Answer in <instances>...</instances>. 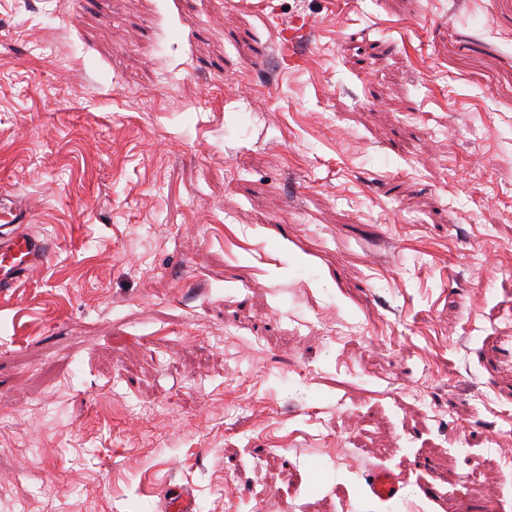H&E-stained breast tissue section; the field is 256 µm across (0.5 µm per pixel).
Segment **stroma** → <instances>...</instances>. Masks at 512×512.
<instances>
[{
	"instance_id": "stroma-1",
	"label": "stroma",
	"mask_w": 512,
	"mask_h": 512,
	"mask_svg": "<svg viewBox=\"0 0 512 512\" xmlns=\"http://www.w3.org/2000/svg\"><path fill=\"white\" fill-rule=\"evenodd\" d=\"M493 61L502 0H0V192L54 244L0 293V512H512ZM403 483L400 474L384 468L373 470L367 478L370 493L384 501L394 498Z\"/></svg>"
}]
</instances>
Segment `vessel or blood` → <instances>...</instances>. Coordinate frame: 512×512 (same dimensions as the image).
Wrapping results in <instances>:
<instances>
[{
    "label": "vessel or blood",
    "mask_w": 512,
    "mask_h": 512,
    "mask_svg": "<svg viewBox=\"0 0 512 512\" xmlns=\"http://www.w3.org/2000/svg\"><path fill=\"white\" fill-rule=\"evenodd\" d=\"M31 221L17 197L0 195V291L15 288L52 253L49 240L28 231ZM402 483L400 474L384 468L373 470L367 478L370 493L384 501L394 498Z\"/></svg>",
    "instance_id": "vessel-or-blood-1"
}]
</instances>
